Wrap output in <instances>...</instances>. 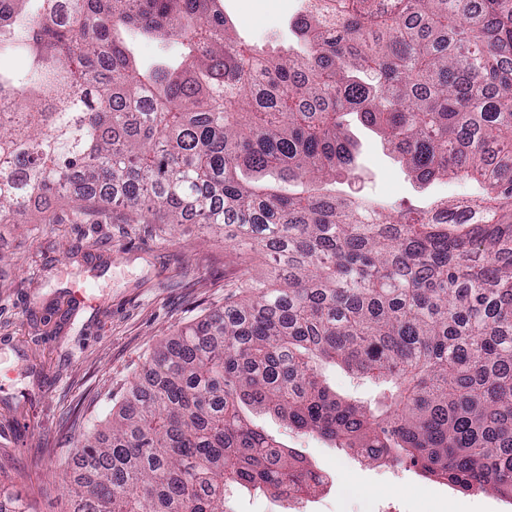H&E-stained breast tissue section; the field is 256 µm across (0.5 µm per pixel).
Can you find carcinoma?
<instances>
[{
  "mask_svg": "<svg viewBox=\"0 0 512 512\" xmlns=\"http://www.w3.org/2000/svg\"><path fill=\"white\" fill-rule=\"evenodd\" d=\"M300 51L268 59L219 0H0V224L67 197L135 221L189 217L272 276L159 343L137 386L75 452L70 512H231L232 489L315 493L288 429L369 462L411 463L512 503V0H331L291 22ZM180 57L140 68L124 34ZM376 129L419 187L468 179L417 212L318 192L354 177L347 117ZM298 182L290 193L278 182ZM372 381L336 395L323 367Z\"/></svg>",
  "mask_w": 512,
  "mask_h": 512,
  "instance_id": "cac0c4a2",
  "label": "carcinoma"
}]
</instances>
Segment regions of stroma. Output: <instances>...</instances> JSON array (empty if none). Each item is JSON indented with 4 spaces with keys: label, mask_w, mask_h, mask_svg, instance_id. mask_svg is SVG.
<instances>
[{
    "label": "stroma",
    "mask_w": 512,
    "mask_h": 512,
    "mask_svg": "<svg viewBox=\"0 0 512 512\" xmlns=\"http://www.w3.org/2000/svg\"><path fill=\"white\" fill-rule=\"evenodd\" d=\"M263 2L260 13L237 0L222 5L238 39L276 56L299 3ZM348 130L358 177L337 179L336 194L426 207L480 190L465 179L417 188L375 131L354 118ZM54 209L52 224H0V494L35 512H67L73 448L142 378L157 342L235 299L243 269L260 277L271 269L268 256L238 254L201 224L137 223L108 209L77 222L65 199ZM250 419L333 477L321 512H374L397 491L410 512H512L496 493L456 491L408 464L368 463L267 413Z\"/></svg>",
    "instance_id": "stroma-1"
}]
</instances>
